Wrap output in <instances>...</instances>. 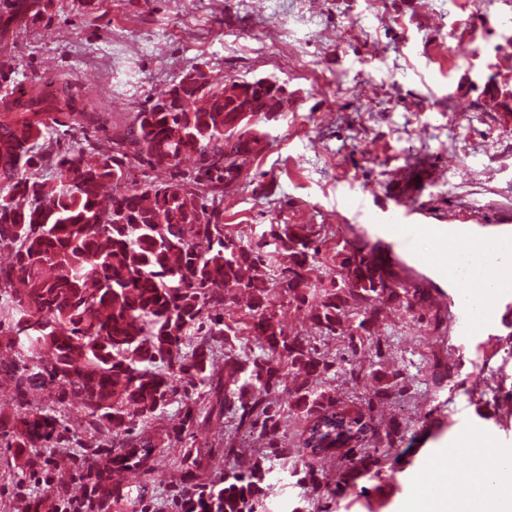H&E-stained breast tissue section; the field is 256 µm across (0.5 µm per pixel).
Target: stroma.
<instances>
[{"label": "stroma", "mask_w": 512, "mask_h": 512, "mask_svg": "<svg viewBox=\"0 0 512 512\" xmlns=\"http://www.w3.org/2000/svg\"><path fill=\"white\" fill-rule=\"evenodd\" d=\"M130 28L141 40L127 39ZM268 38L287 44V57H263L258 46ZM454 45L470 47V55H451ZM511 52L512 0H102L90 25L73 0H55L49 16L19 36L11 64L20 80L72 83L97 108L88 134L102 141L124 124L128 107L196 62L216 82H285L295 103L266 124L269 148L246 167L249 182L273 181L274 196H254L249 182L229 190L224 221L246 242L274 218L324 226L325 256L351 246L368 224L344 199L365 197L371 212L384 215L403 168L437 173L425 185L408 184L417 219L465 210L485 224L512 219ZM298 56L313 63L302 78L292 71ZM410 278L424 301L413 312L384 309L376 325L388 347L385 366L404 384L401 396L369 409L376 380H352L344 337L317 341L336 363L317 384L336 410L404 424L402 442L381 453L380 479L318 501L274 459L265 480L270 512H404L429 497L438 468H468L470 455L458 446L471 432L480 447L512 448V291L497 297L484 330L464 337L455 322L460 288L420 266ZM438 315L448 317L447 328H435ZM277 398L286 409L273 435L241 436L229 422L206 430L207 481L223 482L226 443L241 448V468L257 449L299 448L313 419L288 408V387ZM177 418L173 404L148 422L153 452L113 474L112 512H133L131 492L140 488L165 512L184 453L168 437Z\"/></svg>", "instance_id": "stroma-1"}]
</instances>
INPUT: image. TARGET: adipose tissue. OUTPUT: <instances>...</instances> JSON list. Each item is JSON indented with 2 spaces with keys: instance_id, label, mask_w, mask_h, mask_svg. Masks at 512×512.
<instances>
[{
  "instance_id": "adipose-tissue-1",
  "label": "adipose tissue",
  "mask_w": 512,
  "mask_h": 512,
  "mask_svg": "<svg viewBox=\"0 0 512 512\" xmlns=\"http://www.w3.org/2000/svg\"><path fill=\"white\" fill-rule=\"evenodd\" d=\"M407 512H512V459L502 460L478 482L439 473L434 495L412 502Z\"/></svg>"
}]
</instances>
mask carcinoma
<instances>
[{"mask_svg":"<svg viewBox=\"0 0 512 512\" xmlns=\"http://www.w3.org/2000/svg\"><path fill=\"white\" fill-rule=\"evenodd\" d=\"M54 0H7L0 9V325L7 326L0 375L16 391L12 412H0V434L10 448H56L75 442L70 471L83 472L104 456L113 470L129 465L126 448L152 451L146 431L135 426L163 413L178 399L179 423L168 437L178 443L201 424L267 436L278 430L281 407L272 398L286 373L295 377L293 407L318 419L297 451L298 484L310 496L379 474L374 454L402 439L398 422L371 425L359 414L345 419L329 409L331 396L315 390L334 362L316 338L288 333L276 320V296L310 306L318 336H343L351 358L367 352L386 359L376 335L383 306L413 309L423 292L389 273L379 245L358 239L330 258L327 280L309 278L319 255L321 230L270 223L254 243L224 232V194L243 182L248 159L268 147L260 96L224 95L223 82L189 86L185 97L164 88L134 106L128 121L105 144L88 136L64 151L47 141L50 114L65 112L70 129L82 131L95 110L68 84L55 95L15 81L4 61L20 30L37 26ZM251 108L253 122L239 121ZM194 157L188 171L183 160ZM139 163L155 177L124 186ZM111 190L107 203L100 197ZM247 296L243 315L224 311ZM243 344L224 353V373L212 370L215 342ZM191 346V353L184 352ZM208 386L201 408L198 386ZM398 375L378 382L370 405L389 403ZM32 389L57 405L78 408L74 429L53 413L27 408ZM361 422L360 441L373 453L351 461L329 478L318 467L322 442L343 424ZM212 450L185 447L183 474L191 481L210 466ZM266 457L248 471L224 472V491L205 512H266L262 484Z\"/></svg>","mask_w":512,"mask_h":512,"instance_id":"cac0c4a2","label":"carcinoma"}]
</instances>
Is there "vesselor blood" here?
Instances as JSON below:
<instances>
[{"label": "vessel or blood", "mask_w": 512, "mask_h": 512, "mask_svg": "<svg viewBox=\"0 0 512 512\" xmlns=\"http://www.w3.org/2000/svg\"><path fill=\"white\" fill-rule=\"evenodd\" d=\"M413 205L403 194H395L391 213L396 223L394 248L405 257L411 256L417 235L432 237L436 247L422 259V266L437 272L441 277L454 283L458 280L455 256L459 248L472 242L481 245L494 257V272L499 288H512V233L506 231L483 232L468 216L449 215L447 223L412 222Z\"/></svg>", "instance_id": "obj_1"}]
</instances>
